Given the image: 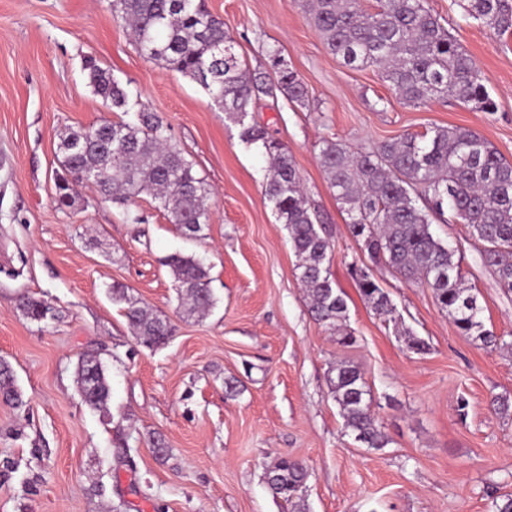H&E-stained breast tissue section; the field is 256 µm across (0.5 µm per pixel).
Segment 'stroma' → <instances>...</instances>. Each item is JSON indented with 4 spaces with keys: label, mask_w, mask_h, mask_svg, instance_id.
I'll return each instance as SVG.
<instances>
[{
    "label": "stroma",
    "mask_w": 512,
    "mask_h": 512,
    "mask_svg": "<svg viewBox=\"0 0 512 512\" xmlns=\"http://www.w3.org/2000/svg\"><path fill=\"white\" fill-rule=\"evenodd\" d=\"M204 3L251 71L268 72L276 49L308 90L303 107L260 96L247 120L288 146L331 232L353 341L339 343L313 319L288 233L264 194L266 160L197 82L141 56L110 0H0V360L22 398L0 402V512H488L491 497L512 495V411L492 404L512 403V292L466 225L434 221L504 344L461 336L431 289L370 263L319 151L330 138L368 152L460 126L512 161V35L467 19L464 0H426L482 70L496 109L449 98L410 107L375 69L331 54L295 0ZM89 58L163 117L207 183L210 221L197 239L181 237L148 195L120 207L86 186L71 208L56 207L62 134L114 117L88 84ZM175 252L209 269L215 305L205 317L178 307L165 264ZM354 262L369 264L393 317L361 296ZM115 283L169 319L166 346L136 342L112 301ZM27 295L54 317H26ZM412 337L427 351H411ZM85 356L107 368V410L81 399ZM339 360L361 369L386 447L347 434L328 381ZM229 381L236 395L226 394ZM286 455L308 467L298 507L265 480Z\"/></svg>",
    "instance_id": "obj_1"
}]
</instances>
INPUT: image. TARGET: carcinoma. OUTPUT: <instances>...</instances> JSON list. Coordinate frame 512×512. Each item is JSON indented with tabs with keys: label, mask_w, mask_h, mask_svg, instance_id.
I'll return each mask as SVG.
<instances>
[{
	"label": "carcinoma",
	"mask_w": 512,
	"mask_h": 512,
	"mask_svg": "<svg viewBox=\"0 0 512 512\" xmlns=\"http://www.w3.org/2000/svg\"><path fill=\"white\" fill-rule=\"evenodd\" d=\"M326 48L345 65L376 68L395 96L409 106L434 98H452L481 112H493L495 101L473 58L426 7L425 0H379L376 11L361 0H301ZM112 12L128 26L138 52L199 83L225 119L241 126V140L268 158L265 196L277 221L288 231L297 259L296 270L307 306L315 320L352 341L344 329L348 306L330 269L332 244L320 215L304 191L288 146L265 128L246 122L249 106L259 95L284 94L305 104L307 88L278 50L269 52L275 80L244 68L224 23L196 0H112ZM468 17L501 34L512 33V0H468ZM88 83L114 112L130 113L131 93L95 61L86 62ZM69 129L59 144L62 172L56 175L55 203L60 209L74 201L76 180L88 171L86 184L101 199L125 205L150 195L170 214L181 235L193 239L208 223L210 190L171 142L162 116L145 108L130 120ZM319 160L336 198L347 206L349 230L362 241L370 259H380L405 281L431 288L440 308L458 332L496 347L500 337L485 329L477 297L464 286L461 259L449 244L435 237L433 216L447 224H464L484 245V258L495 268L501 286L512 290V162L477 132L436 127L431 135L405 134L370 152L353 150L341 141H322ZM175 278L180 308L187 315L206 316L215 304L210 277L193 255L167 257ZM351 275L365 300L379 315L392 313L389 294L366 265H351ZM112 301L138 343L166 345L170 323L153 313L128 287L114 285ZM21 308L41 320L50 307L26 297ZM331 372L330 390L345 428L367 448L389 443L372 411V396L359 368L339 361ZM77 383L86 405L105 410L111 385L102 362L81 359ZM0 398L22 404L8 363L0 361ZM307 471L303 462L281 458L266 472L270 489L295 497Z\"/></svg>",
	"instance_id": "obj_1"
}]
</instances>
